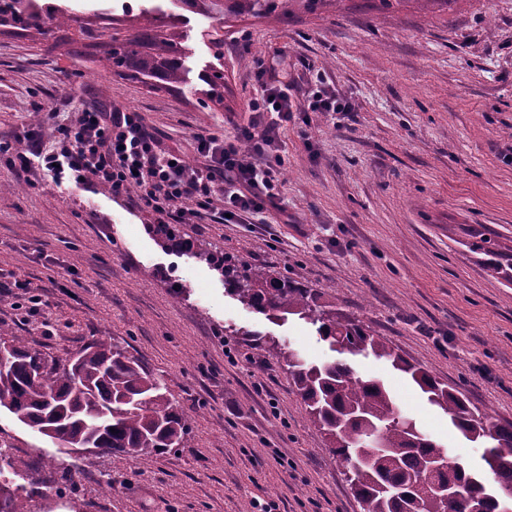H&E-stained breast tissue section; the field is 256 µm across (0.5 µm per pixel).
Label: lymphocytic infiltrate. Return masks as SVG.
Instances as JSON below:
<instances>
[{"label":"lymphocytic infiltrate","mask_w":512,"mask_h":512,"mask_svg":"<svg viewBox=\"0 0 512 512\" xmlns=\"http://www.w3.org/2000/svg\"><path fill=\"white\" fill-rule=\"evenodd\" d=\"M261 93L249 105L246 123L234 139L193 134L202 162L188 164L182 153L162 146L141 113L83 104L74 123L55 126L56 141L44 148L33 134L22 145L0 141V156L27 167L38 161L54 186L65 182L102 184L116 199L151 210L162 224H198L207 219L214 196H221L219 222L246 224L274 204L279 195L277 169L283 163L277 133L293 117L286 85L258 67ZM252 160H244L241 144Z\"/></svg>","instance_id":"f902f5d3"}]
</instances>
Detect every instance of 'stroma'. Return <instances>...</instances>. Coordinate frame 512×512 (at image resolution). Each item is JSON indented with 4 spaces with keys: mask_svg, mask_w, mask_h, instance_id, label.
Returning <instances> with one entry per match:
<instances>
[{
    "mask_svg": "<svg viewBox=\"0 0 512 512\" xmlns=\"http://www.w3.org/2000/svg\"><path fill=\"white\" fill-rule=\"evenodd\" d=\"M59 2L95 35L0 25L2 140L52 138V122L34 113H71L91 100L142 113L164 146L194 164L193 133L235 135L261 65L293 85L297 111L278 138L276 206L250 224L181 225L180 249L149 232L154 213L97 183L56 189L41 172L0 163V330L59 360L94 340L117 344L192 419L178 448L56 464L51 439L1 410L14 483L54 487L33 495L29 512H362L274 347L316 364L335 352L315 326L268 318L227 294L190 245L318 289L344 318L455 385L474 411L512 422V284L467 248L477 234L512 237V0L426 10L412 0H338L326 11L220 21L167 0L187 71L167 88L102 59V44L138 31L124 6L139 0ZM213 67L224 71L219 104L204 93ZM316 74L350 112L306 119ZM347 361L382 379L452 460L482 466V449L386 360Z\"/></svg>",
    "mask_w": 512,
    "mask_h": 512,
    "instance_id": "35a3bbf8",
    "label": "stroma"
}]
</instances>
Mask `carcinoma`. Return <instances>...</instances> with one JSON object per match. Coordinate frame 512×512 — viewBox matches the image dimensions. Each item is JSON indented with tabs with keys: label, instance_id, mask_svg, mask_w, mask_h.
I'll use <instances>...</instances> for the list:
<instances>
[{
	"label": "carcinoma",
	"instance_id": "cac0c4a2",
	"mask_svg": "<svg viewBox=\"0 0 512 512\" xmlns=\"http://www.w3.org/2000/svg\"><path fill=\"white\" fill-rule=\"evenodd\" d=\"M224 2L220 15L251 14L278 17L292 9L327 8L334 0H181L183 8L209 14ZM144 26L135 34L112 39L107 60L112 70L136 78H150L172 86L183 81V64L173 45L160 36L163 16L142 5ZM23 29L42 33L47 22L82 26L65 9L41 10L34 0H0V17ZM209 99L221 101L224 71L205 75ZM224 279L228 294L266 316H295L317 326L330 346L354 354L385 358L393 369L407 374L426 395L430 405L447 414L467 440L490 444L487 471L448 468L433 473L431 464L447 450L428 439L416 422L400 413L394 399L378 380H363L341 362L308 364L292 349L279 348L276 357L291 376L309 420L324 434L333 456L363 512H512V423H490L474 414L455 387L438 381L410 364L380 338L342 319L333 309L318 304L315 290L274 271L250 266L232 256L198 246H186ZM469 251L484 256L485 264L512 284V245L476 236ZM9 345L0 359V409L41 432L51 430L59 455L90 441L112 455L130 458L182 444L190 417L146 369L117 345L101 340L60 361L48 359L22 336L0 335ZM376 436L381 448L369 459L362 440ZM450 483L461 489L457 498L438 497L431 483ZM21 485L0 481V512H26Z\"/></svg>",
	"mask_w": 512,
	"mask_h": 512
}]
</instances>
